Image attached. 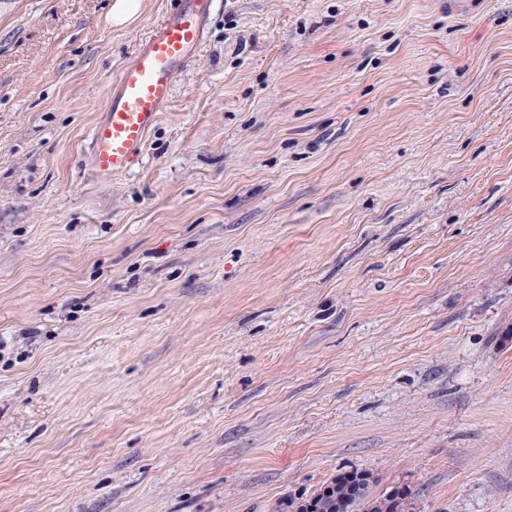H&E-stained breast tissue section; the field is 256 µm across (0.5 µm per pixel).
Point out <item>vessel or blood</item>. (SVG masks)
Listing matches in <instances>:
<instances>
[{"mask_svg":"<svg viewBox=\"0 0 512 512\" xmlns=\"http://www.w3.org/2000/svg\"><path fill=\"white\" fill-rule=\"evenodd\" d=\"M213 11L214 0H180L138 44L91 131V166L97 179L108 181L125 173L142 153L173 97L177 75L198 54Z\"/></svg>","mask_w":512,"mask_h":512,"instance_id":"vessel-or-blood-1","label":"vessel or blood"}]
</instances>
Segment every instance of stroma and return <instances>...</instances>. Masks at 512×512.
Instances as JSON below:
<instances>
[{
	"label": "stroma",
	"mask_w": 512,
	"mask_h": 512,
	"mask_svg": "<svg viewBox=\"0 0 512 512\" xmlns=\"http://www.w3.org/2000/svg\"><path fill=\"white\" fill-rule=\"evenodd\" d=\"M0 0V512H275L333 476L512 512V0ZM138 44L109 89L106 109L91 131V166L97 179L125 173L169 105L176 77L193 61L215 0H179Z\"/></svg>",
	"instance_id": "stroma-1"
}]
</instances>
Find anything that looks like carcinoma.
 Masks as SVG:
<instances>
[{
	"label": "carcinoma",
	"instance_id": "cac0c4a2",
	"mask_svg": "<svg viewBox=\"0 0 512 512\" xmlns=\"http://www.w3.org/2000/svg\"><path fill=\"white\" fill-rule=\"evenodd\" d=\"M313 510L305 509V500H288V512H413L412 494L408 489L391 487L378 497L369 489V475L356 471L336 475L310 496Z\"/></svg>",
	"mask_w": 512,
	"mask_h": 512
}]
</instances>
